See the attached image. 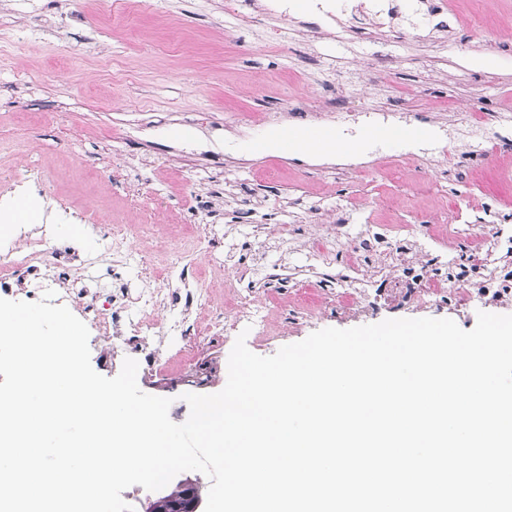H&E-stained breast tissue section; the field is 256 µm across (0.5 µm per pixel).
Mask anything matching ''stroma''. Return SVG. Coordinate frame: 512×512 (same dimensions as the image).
Listing matches in <instances>:
<instances>
[{
    "mask_svg": "<svg viewBox=\"0 0 512 512\" xmlns=\"http://www.w3.org/2000/svg\"><path fill=\"white\" fill-rule=\"evenodd\" d=\"M0 0V225L18 199L36 205V224L52 225L47 249L61 277L83 259L93 304L112 310V291L162 273L170 254L213 291L200 322L179 307L158 320L183 321L198 336L191 364L175 350L89 327L91 365L116 376L123 359L139 365L137 384L170 398V419L184 423L188 393L214 394L227 382L238 335L250 351L274 355L312 332L348 329L390 318H449L465 330L485 300L459 304L452 295L420 304L402 297L354 313L336 304V282L351 263L374 258L336 249L327 265L308 257L310 236L337 206L352 224H420L448 215L462 221L491 216L512 225V149L485 155L466 127L451 128L438 152L403 154L405 131L423 132L449 112H483L494 123L512 107V0H451L430 15L433 0H341L329 28L309 0H294L291 21L260 13L263 0ZM384 27H377V19ZM468 53H461V46ZM492 52L495 71L480 69ZM387 90L408 123L387 137L385 152L362 172L339 174L331 153H253L249 144L278 130L267 124L233 128L245 112L285 113L298 104L350 111ZM29 171L25 191L15 173ZM261 201L264 234L239 216ZM130 225L129 256L113 262L112 219ZM84 227L74 239L71 227ZM429 273L477 282L471 240L459 235L447 265ZM309 286L326 301L305 311L296 292ZM247 296L267 308L269 324L244 334L233 300Z\"/></svg>",
    "mask_w": 512,
    "mask_h": 512,
    "instance_id": "stroma-1",
    "label": "stroma"
}]
</instances>
